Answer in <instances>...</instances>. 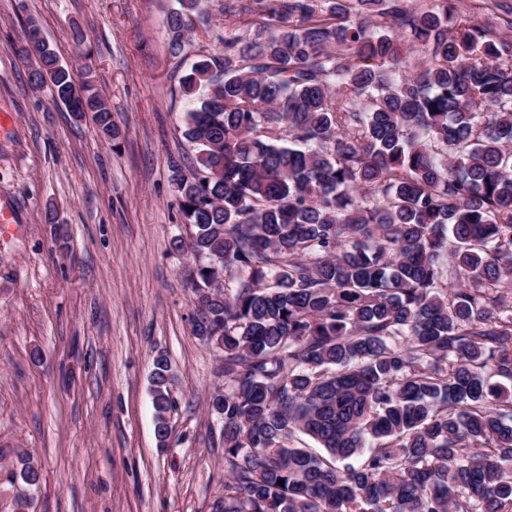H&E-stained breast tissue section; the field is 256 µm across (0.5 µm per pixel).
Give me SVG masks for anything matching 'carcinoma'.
<instances>
[{"mask_svg": "<svg viewBox=\"0 0 512 512\" xmlns=\"http://www.w3.org/2000/svg\"><path fill=\"white\" fill-rule=\"evenodd\" d=\"M179 78L190 230L224 351L211 512H512V3L236 0ZM182 56L199 0H177ZM32 80L119 130L41 42ZM421 61L409 63L410 53ZM154 362L156 421L172 409ZM283 484H277L278 480ZM205 7L208 13L212 15L211 25L215 33L221 35L234 34L240 28L250 26L252 17L244 14H225L223 4L226 0H207Z\"/></svg>", "mask_w": 512, "mask_h": 512, "instance_id": "cac0c4a2", "label": "carcinoma"}]
</instances>
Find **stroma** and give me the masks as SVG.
Here are the masks:
<instances>
[{
    "label": "stroma",
    "mask_w": 512,
    "mask_h": 512,
    "mask_svg": "<svg viewBox=\"0 0 512 512\" xmlns=\"http://www.w3.org/2000/svg\"><path fill=\"white\" fill-rule=\"evenodd\" d=\"M208 0L214 37L170 53L176 0H0V512H17L22 461L42 472L30 512H210L227 473L224 353L196 336L189 231L170 161L190 169L175 64L249 26ZM36 23L76 83L92 81L117 143L29 76ZM166 356L170 436L155 435L150 375Z\"/></svg>",
    "instance_id": "obj_1"
}]
</instances>
